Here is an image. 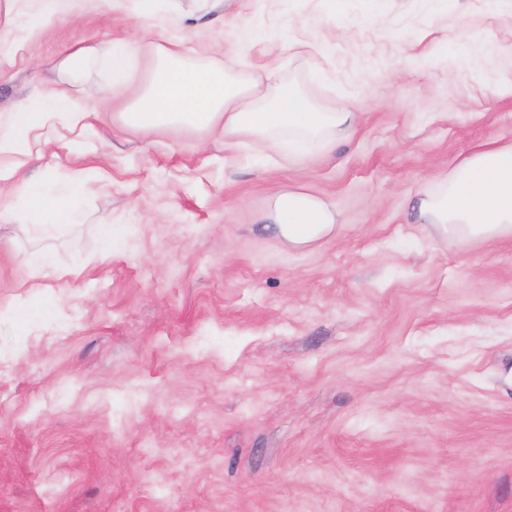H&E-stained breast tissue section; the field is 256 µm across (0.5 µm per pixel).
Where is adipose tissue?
I'll list each match as a JSON object with an SVG mask.
<instances>
[{
    "instance_id": "ef3b65f1",
    "label": "adipose tissue",
    "mask_w": 512,
    "mask_h": 512,
    "mask_svg": "<svg viewBox=\"0 0 512 512\" xmlns=\"http://www.w3.org/2000/svg\"><path fill=\"white\" fill-rule=\"evenodd\" d=\"M92 0H30L23 14L31 28L55 18H72ZM134 46L128 41L106 48L82 46L59 63L74 81L84 80L98 57L110 70L109 97L124 94L131 78ZM88 109L66 91L36 94L0 119V156H27L33 117L64 120L80 125ZM126 126L154 129L182 125L195 129L224 130V146L231 149L240 136L262 147L282 143L302 151L315 144H335L348 138L357 113L340 104L318 112L271 67L257 76L237 72L235 62L208 66L187 60L180 44L157 46L151 76L142 91L121 114ZM15 195L22 209L0 206V219L26 221L43 241L37 264L40 277L64 276L52 246L57 232L80 224L83 180L73 172L57 185L30 180L18 185ZM424 223L448 236L493 240L512 237V143L481 146L439 178L433 190L411 201ZM270 220L278 236L293 247H308L327 237L338 217L328 204L298 190L274 195Z\"/></svg>"
}]
</instances>
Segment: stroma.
Returning <instances> with one entry per match:
<instances>
[{"instance_id":"1","label":"stroma","mask_w":512,"mask_h":512,"mask_svg":"<svg viewBox=\"0 0 512 512\" xmlns=\"http://www.w3.org/2000/svg\"><path fill=\"white\" fill-rule=\"evenodd\" d=\"M5 11L0 114L66 87L48 61L127 39L132 91L177 42L246 76L281 65L359 123L269 165L219 128L127 127L114 100L0 158L2 189L85 172L84 222L55 240L67 276L35 279L38 243L0 227V512H512V238L449 237L409 206L512 142V0H164L150 29L96 0L34 32ZM107 81L101 60L66 88ZM288 188L339 215L315 247L268 222ZM19 295L55 320L19 330Z\"/></svg>"}]
</instances>
